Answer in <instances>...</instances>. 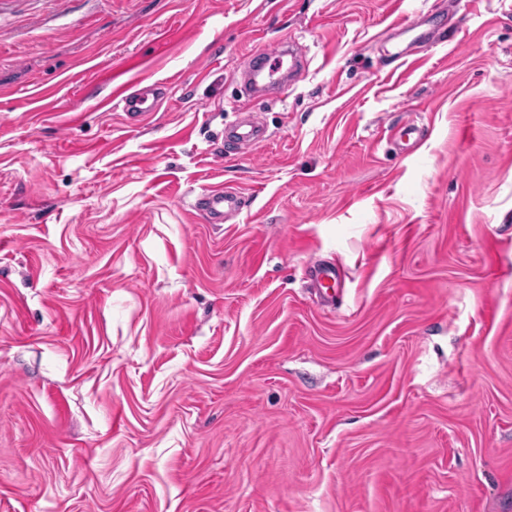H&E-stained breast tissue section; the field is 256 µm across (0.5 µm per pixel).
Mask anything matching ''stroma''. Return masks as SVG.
I'll return each instance as SVG.
<instances>
[{
    "label": "stroma",
    "mask_w": 512,
    "mask_h": 512,
    "mask_svg": "<svg viewBox=\"0 0 512 512\" xmlns=\"http://www.w3.org/2000/svg\"><path fill=\"white\" fill-rule=\"evenodd\" d=\"M0 512H512V0H0ZM278 69L269 67L250 68L247 71L244 89L252 100H266L280 95L286 87V84L279 78L274 77ZM157 88L153 84H145L133 93L124 95L120 99L122 110L127 114L147 116L150 112H157L158 105L154 104L158 98ZM152 100L151 104H147ZM233 190H202L194 214L207 224L224 223V217L240 214L245 207L243 197Z\"/></svg>",
    "instance_id": "35a3bbf8"
}]
</instances>
